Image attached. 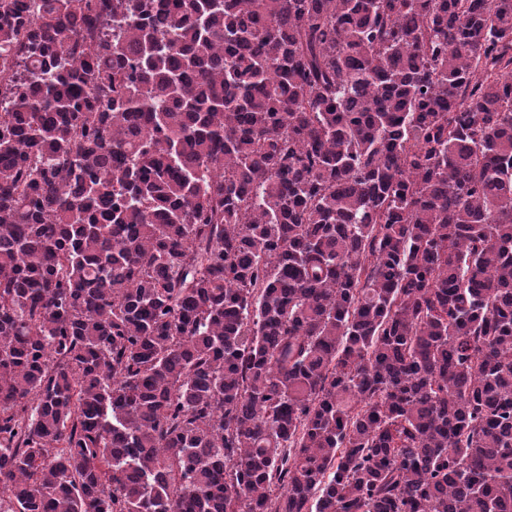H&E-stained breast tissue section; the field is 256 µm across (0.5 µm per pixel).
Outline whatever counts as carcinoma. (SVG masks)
Listing matches in <instances>:
<instances>
[{
    "label": "carcinoma",
    "instance_id": "carcinoma-1",
    "mask_svg": "<svg viewBox=\"0 0 512 512\" xmlns=\"http://www.w3.org/2000/svg\"><path fill=\"white\" fill-rule=\"evenodd\" d=\"M0 512H512V0H0Z\"/></svg>",
    "mask_w": 512,
    "mask_h": 512
}]
</instances>
